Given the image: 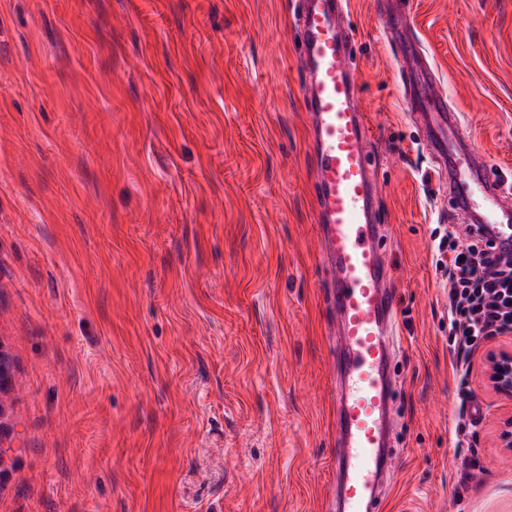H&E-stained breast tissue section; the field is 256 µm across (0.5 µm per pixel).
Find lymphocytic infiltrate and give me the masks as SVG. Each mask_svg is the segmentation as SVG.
Returning <instances> with one entry per match:
<instances>
[{
  "instance_id": "f902f5d3",
  "label": "lymphocytic infiltrate",
  "mask_w": 512,
  "mask_h": 512,
  "mask_svg": "<svg viewBox=\"0 0 512 512\" xmlns=\"http://www.w3.org/2000/svg\"><path fill=\"white\" fill-rule=\"evenodd\" d=\"M493 248L482 227L462 237L453 224L435 246V266L448 283V350L464 385L479 347L512 334V253Z\"/></svg>"
}]
</instances>
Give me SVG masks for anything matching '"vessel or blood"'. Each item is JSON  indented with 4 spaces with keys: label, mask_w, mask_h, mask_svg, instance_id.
I'll use <instances>...</instances> for the list:
<instances>
[{
    "label": "vessel or blood",
    "mask_w": 512,
    "mask_h": 512,
    "mask_svg": "<svg viewBox=\"0 0 512 512\" xmlns=\"http://www.w3.org/2000/svg\"><path fill=\"white\" fill-rule=\"evenodd\" d=\"M296 62L313 153L312 207L320 227L326 304L336 321L332 358L340 384L332 512H382L381 480L394 464V385L398 295L383 247L378 181L370 154L358 47L346 22L347 0H295ZM402 103L425 131L423 143L448 183V201L476 207L498 252L512 250V192L488 161L467 148L459 113L423 61L416 42L400 45Z\"/></svg>",
    "instance_id": "1"
}]
</instances>
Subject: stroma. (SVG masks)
<instances>
[{"instance_id": "stroma-1", "label": "stroma", "mask_w": 512, "mask_h": 512, "mask_svg": "<svg viewBox=\"0 0 512 512\" xmlns=\"http://www.w3.org/2000/svg\"><path fill=\"white\" fill-rule=\"evenodd\" d=\"M399 296L386 512H512V400L458 380L439 165L382 0H348ZM512 186V0H409ZM291 0H0V512H325L330 336Z\"/></svg>"}]
</instances>
